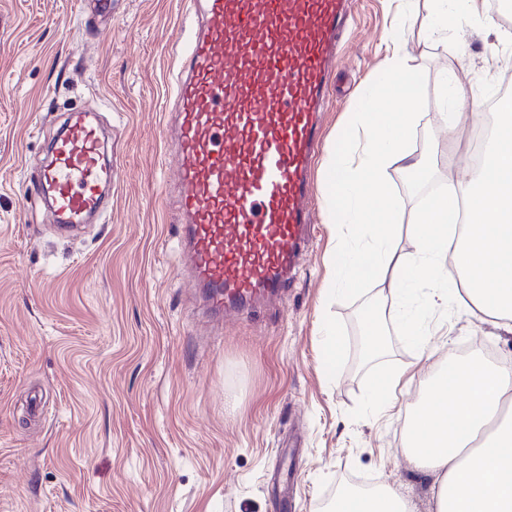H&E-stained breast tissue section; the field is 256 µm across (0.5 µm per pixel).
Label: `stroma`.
<instances>
[{
  "label": "stroma",
  "instance_id": "35a3bbf8",
  "mask_svg": "<svg viewBox=\"0 0 512 512\" xmlns=\"http://www.w3.org/2000/svg\"><path fill=\"white\" fill-rule=\"evenodd\" d=\"M427 14L426 0H352L321 147L400 23L422 85L409 148L433 159L423 183L445 185L465 175L474 122L445 134L442 79L485 96L512 81V44H498L496 12L454 42L428 33ZM198 24L193 0H112L105 18L81 0H0V512H324L346 474L434 512L402 416L458 346L512 368V335L454 311L421 347L394 316L367 318L387 284L330 290L336 236L319 168L290 285L210 315L177 247L166 125L180 37ZM76 109L110 133L115 180L100 223L62 234L29 180ZM375 328L385 347L363 354ZM377 393L391 410L375 411Z\"/></svg>",
  "mask_w": 512,
  "mask_h": 512
}]
</instances>
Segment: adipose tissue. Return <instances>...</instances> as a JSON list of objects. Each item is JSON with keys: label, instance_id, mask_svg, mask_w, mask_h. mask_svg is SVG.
I'll list each match as a JSON object with an SVG mask.
<instances>
[{"label": "adipose tissue", "instance_id": "1", "mask_svg": "<svg viewBox=\"0 0 512 512\" xmlns=\"http://www.w3.org/2000/svg\"><path fill=\"white\" fill-rule=\"evenodd\" d=\"M434 30L462 35L479 25L477 0H430ZM392 51L367 81L365 108L354 112L353 130L338 138L323 167L325 192L337 209L326 220L342 225L332 276L336 282L381 277L409 335L425 338L427 314L449 306L474 307L494 327L512 334V97L498 104L497 127L481 167L422 211L410 227L416 250L393 248L399 204L385 181L388 166L425 169L406 143L419 125L415 112L419 73L403 49L402 29L388 35ZM470 203L469 225L458 231L452 214L458 199ZM375 234H366L368 225ZM512 371L477 355L441 372L407 415L409 456L433 478L436 512H512ZM327 512H412L409 500L390 488L362 495L340 490Z\"/></svg>", "mask_w": 512, "mask_h": 512}]
</instances>
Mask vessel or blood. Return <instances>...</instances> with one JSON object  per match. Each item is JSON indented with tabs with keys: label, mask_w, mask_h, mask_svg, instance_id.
Wrapping results in <instances>:
<instances>
[{
	"label": "vessel or blood",
	"mask_w": 512,
	"mask_h": 512,
	"mask_svg": "<svg viewBox=\"0 0 512 512\" xmlns=\"http://www.w3.org/2000/svg\"><path fill=\"white\" fill-rule=\"evenodd\" d=\"M350 0H198L174 77L181 243L211 310L285 287L305 243L318 114ZM99 126L70 113L36 188L58 225L106 209Z\"/></svg>",
	"instance_id": "b4317fda"
}]
</instances>
